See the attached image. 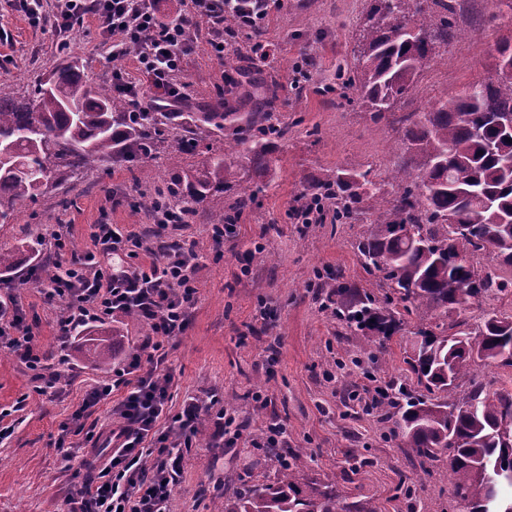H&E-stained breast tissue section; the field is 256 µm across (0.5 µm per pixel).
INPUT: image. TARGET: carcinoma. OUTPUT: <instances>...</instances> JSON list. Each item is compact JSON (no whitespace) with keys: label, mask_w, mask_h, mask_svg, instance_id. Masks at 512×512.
<instances>
[{"label":"carcinoma","mask_w":512,"mask_h":512,"mask_svg":"<svg viewBox=\"0 0 512 512\" xmlns=\"http://www.w3.org/2000/svg\"><path fill=\"white\" fill-rule=\"evenodd\" d=\"M445 0H373L357 38V66L346 84L373 117L391 111L409 92L436 47L452 37ZM245 101L255 112H131L110 88L94 91L75 63L59 67L24 95L0 83V224L17 205L50 188L83 176L112 160L131 168L152 155L172 130L173 147L192 152L199 142L224 138L200 169L170 174L166 190L138 204L152 212L168 205L183 223L196 205L239 178L238 147L253 142L249 164L270 166L288 127L273 122L263 104ZM512 115V78L469 86L455 97L404 123L398 173L400 193L388 198L360 168L326 173L318 185L333 202L340 224L361 205L376 215L357 244L364 270L379 275L382 296L336 279L328 285L339 317L352 330L368 329L388 338L417 318L416 347L404 359L419 394L407 382L386 381L393 394L370 405L380 428L406 448L412 474L399 487L412 495L415 476L448 462V493L463 512H512V390L494 389L476 377L480 366L512 369V313L494 310L470 329L453 314L472 301L512 298V131L490 123ZM262 187L246 185L235 206L215 215L233 224L256 201ZM482 251L487 262H475ZM88 348L100 369L112 365L121 330L92 328ZM407 398L402 405L396 396ZM271 483H244L224 495L223 512H377L369 502L346 501L336 477L308 481L281 463Z\"/></svg>","instance_id":"carcinoma-1"}]
</instances>
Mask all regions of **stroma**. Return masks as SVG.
<instances>
[{"label": "stroma", "mask_w": 512, "mask_h": 512, "mask_svg": "<svg viewBox=\"0 0 512 512\" xmlns=\"http://www.w3.org/2000/svg\"><path fill=\"white\" fill-rule=\"evenodd\" d=\"M455 2L453 39L421 70L393 113L378 120L338 76L354 68L356 37L372 0H282L259 25L257 40L225 32L223 57L214 55L208 34L191 45L178 76L186 86L187 111L236 108L238 93L257 81L275 87L270 110L287 123L288 136L268 169L249 171V181L263 191L225 234L222 249L212 242L211 216L230 207V190L215 194L190 223L166 231L195 253L197 294L184 333L164 342L165 365L174 378L159 425L169 426L189 402L209 407L171 512H219L225 493L240 483L276 481L278 457L290 455L304 478L335 475L343 496L370 500L377 512H453V502L441 492L442 473L421 476L411 496L401 494L398 475L409 468L401 443L384 437L364 410L381 387L368 375L371 356L385 350L387 370L401 374L414 335L405 330L381 346L346 330L320 289L339 274L376 291V279L365 272L356 249L373 214L361 209L345 224H301L294 211L310 200L313 183L329 170H370L385 192L396 194L403 135L398 116L429 111L469 85L495 79V49L512 36V19L496 18L495 0ZM0 30L8 34L0 41V81L16 90L26 91L70 61L80 64L88 87L109 86L112 63L95 48V23L61 40L32 28L0 0ZM222 145L218 139L188 154L167 147L132 171L106 163L23 203L11 223L0 224V246L14 249L17 257L13 293L27 323L37 327L45 353L42 374L53 382L39 392L32 372L0 352V426L12 429L0 440V512H66L72 486L61 471L63 462L79 469L110 450L101 442L66 456L57 446L61 428L100 383L113 390L91 418L102 427L112 425L113 408L129 392L117 384L118 373L150 334L143 318L127 317L110 369L74 357L83 329L61 338L60 305L48 304L30 277L32 268L56 267L50 226L63 227L70 249L79 254L93 250L100 224L145 234L154 224L135 205L140 191L163 187L172 170L202 166L212 148ZM221 413L244 427L243 440L230 448L214 438ZM276 425L284 433L273 458L251 442Z\"/></svg>", "instance_id": "obj_1"}]
</instances>
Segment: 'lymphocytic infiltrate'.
<instances>
[{"mask_svg":"<svg viewBox=\"0 0 512 512\" xmlns=\"http://www.w3.org/2000/svg\"><path fill=\"white\" fill-rule=\"evenodd\" d=\"M232 0H188V18L164 21L157 0H56L52 15H45L43 0H11L35 27L49 26L66 37L86 21H97L99 43L112 62V90L125 95L135 112H180L187 94L173 77L182 71L194 41L193 27L205 23L216 32L211 45L224 52V8ZM134 58L135 71L123 62ZM156 95L144 98L143 85ZM135 235H122L111 225H98L94 248L77 258L72 267L54 273L45 295L63 306L62 334L79 326L105 320L117 313L136 312L148 321L157 340L151 345L158 360H165L162 338L181 335L194 301L191 254L180 243L157 254L149 266L113 269L118 252L140 247ZM14 353L33 371L40 370L44 353L32 325L25 322L14 299H0V350ZM135 375L128 395L114 408L115 427L103 431L88 418L112 393L111 385L91 388L74 413L66 434L83 443L106 440L111 455L89 462L88 472L68 512H170L169 503L179 484L185 451L193 445L203 405L192 402L173 416V429H158L168 403L169 375L142 371L140 356L129 364Z\"/></svg>","mask_w":512,"mask_h":512,"instance_id":"lymphocytic-infiltrate-1","label":"lymphocytic infiltrate"}]
</instances>
